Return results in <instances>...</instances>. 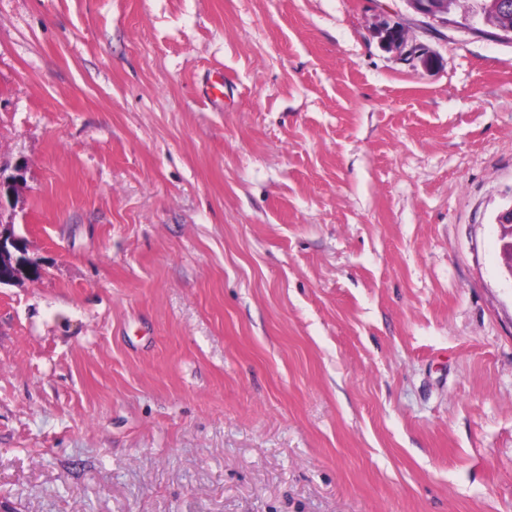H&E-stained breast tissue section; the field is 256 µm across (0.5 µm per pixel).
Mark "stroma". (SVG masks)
<instances>
[{
    "label": "stroma",
    "instance_id": "obj_1",
    "mask_svg": "<svg viewBox=\"0 0 512 512\" xmlns=\"http://www.w3.org/2000/svg\"><path fill=\"white\" fill-rule=\"evenodd\" d=\"M0 170L42 271L0 287L16 512H512V42L0 0ZM391 26H393V29L384 25L380 30L382 41L389 47V50L395 51L405 58H421L425 67L434 65L435 61L431 56L421 55L420 52L414 51L416 47L420 46V43L417 42L408 28L399 25Z\"/></svg>",
    "mask_w": 512,
    "mask_h": 512
}]
</instances>
